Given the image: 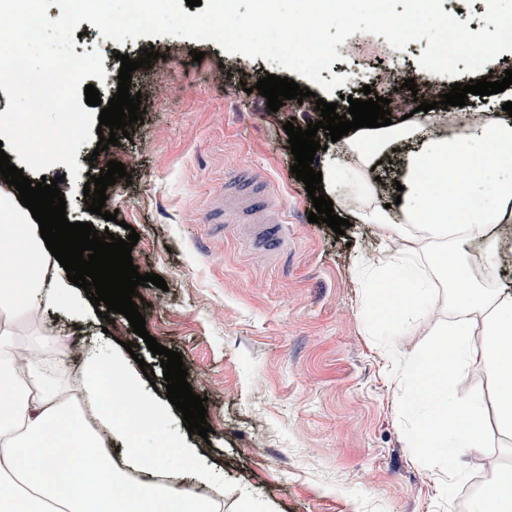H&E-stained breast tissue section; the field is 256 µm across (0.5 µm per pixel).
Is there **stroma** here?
I'll return each mask as SVG.
<instances>
[{
  "mask_svg": "<svg viewBox=\"0 0 512 512\" xmlns=\"http://www.w3.org/2000/svg\"><path fill=\"white\" fill-rule=\"evenodd\" d=\"M77 30V53L103 54L106 77L98 90L105 102L117 91L120 56L159 51L151 68L132 74L130 90L142 95L144 120L107 151L96 152L92 141L81 145L78 179H70L63 164L29 177L60 178L69 222L121 238L132 229L139 234L134 265L167 283L139 287V311L149 335L181 353L193 392L207 399L213 433L207 440L188 433L186 444L223 471V512H234L244 491L268 512H469L489 477L483 460L512 466V438L496 428L483 365L470 360L456 381L460 395L482 407L481 453L440 455L423 447L414 437L422 409L411 403L404 383L393 381L389 360L417 358L431 345L434 331L453 319L448 293L437 289L422 324L407 330L387 333L362 317L366 290L356 264L382 257L387 243L373 224L338 235L309 222L312 200L291 171L284 125L319 121V97L344 111L367 85L391 102L396 96L425 102L430 86L466 85L470 73L451 78L420 67L426 41L399 51L384 37L361 32L338 46L339 60L321 73L326 80L345 77L344 85L327 93L299 78L310 97L271 112L254 86L289 71L264 58L174 36L119 44L87 21ZM194 49L203 52L201 62H193ZM408 78L416 90L404 89ZM390 111L399 117L393 102ZM111 160L127 171L106 191L105 209L117 214L113 222L87 211L83 195L90 168ZM242 165L258 171L286 210L282 254L252 245L247 225L221 223L224 180ZM72 330L76 347L62 379L80 372L83 348L131 341L153 368L157 395L165 396L159 358L124 315L104 320L90 306ZM448 473L458 480L444 492L439 481Z\"/></svg>",
  "mask_w": 512,
  "mask_h": 512,
  "instance_id": "1",
  "label": "stroma"
}]
</instances>
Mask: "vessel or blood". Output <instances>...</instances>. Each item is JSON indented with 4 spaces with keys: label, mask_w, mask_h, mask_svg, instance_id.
Segmentation results:
<instances>
[{
    "label": "vessel or blood",
    "mask_w": 512,
    "mask_h": 512,
    "mask_svg": "<svg viewBox=\"0 0 512 512\" xmlns=\"http://www.w3.org/2000/svg\"><path fill=\"white\" fill-rule=\"evenodd\" d=\"M282 211L274 196L242 197L236 192L235 182L224 185L225 224H241L246 217H253L256 244L272 252L280 251L285 245Z\"/></svg>",
    "instance_id": "b4317fda"
}]
</instances>
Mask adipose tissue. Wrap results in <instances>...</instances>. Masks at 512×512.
<instances>
[{"mask_svg": "<svg viewBox=\"0 0 512 512\" xmlns=\"http://www.w3.org/2000/svg\"><path fill=\"white\" fill-rule=\"evenodd\" d=\"M400 144L408 147L395 173L401 202L387 207L373 169ZM336 152L343 160L325 182L351 190L353 223L378 225L394 244L363 265L366 311L383 329L407 327L423 318L434 289L453 291L452 324L391 370L426 410L428 447L482 450V410L454 390L475 354L495 388L497 429L512 438V291L474 274L463 250L477 246L490 267L503 253L496 228L512 223V119L492 110L451 130L442 113L427 112L357 129ZM0 214L8 218L0 224V512H221L206 493L218 481L214 468L171 430L168 405L143 390L122 357L87 350L65 389L57 375L70 358L68 334L18 339L29 314L51 308L75 319L82 302L38 225L2 191ZM472 512H512L511 466L485 483Z\"/></svg>", "mask_w": 512, "mask_h": 512, "instance_id": "1", "label": "adipose tissue"}]
</instances>
